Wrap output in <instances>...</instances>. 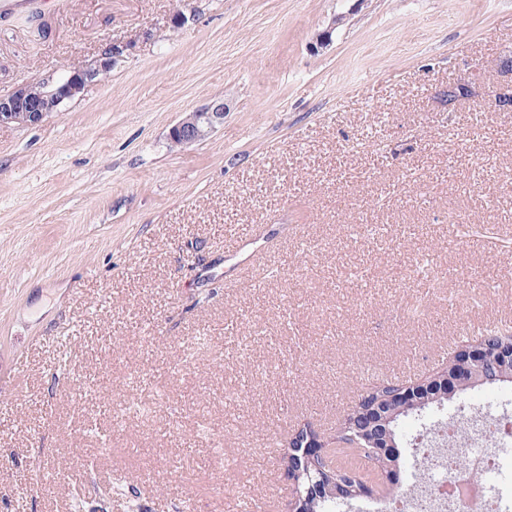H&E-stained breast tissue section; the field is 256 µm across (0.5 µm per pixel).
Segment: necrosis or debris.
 <instances>
[{"label":"necrosis or debris","mask_w":512,"mask_h":512,"mask_svg":"<svg viewBox=\"0 0 512 512\" xmlns=\"http://www.w3.org/2000/svg\"><path fill=\"white\" fill-rule=\"evenodd\" d=\"M473 411L445 424L416 454L418 473L393 512H512V436Z\"/></svg>","instance_id":"4bbe7bcc"}]
</instances>
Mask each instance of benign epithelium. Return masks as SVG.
Wrapping results in <instances>:
<instances>
[{
    "label": "benign epithelium",
    "mask_w": 512,
    "mask_h": 512,
    "mask_svg": "<svg viewBox=\"0 0 512 512\" xmlns=\"http://www.w3.org/2000/svg\"><path fill=\"white\" fill-rule=\"evenodd\" d=\"M126 47L115 43L109 45L88 64L71 67L67 73L54 76L48 75L36 82L17 88L11 95L0 97V124H14L20 127L37 126L54 114L63 111L67 102L74 99L85 88L107 75L124 55ZM474 93L470 81L448 83V108H454L461 101ZM228 106L222 99H213L190 112L184 113L169 132L173 145L184 148L209 138L217 129L224 125V114ZM461 366L454 369L449 380L454 389L461 391L470 385L486 380L487 369L497 371V377L512 381V376L504 373L503 360L506 356L498 350H490L478 343L464 346L460 351ZM388 420L384 412V404L376 401L363 410L362 421L369 431L366 439L372 453L383 457L386 448L390 447L388 439L375 433ZM285 476L291 487L289 512H299V492L302 475L289 468H284Z\"/></svg>",
    "instance_id": "7a95c632"
}]
</instances>
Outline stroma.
<instances>
[{"instance_id":"stroma-1","label":"stroma","mask_w":512,"mask_h":512,"mask_svg":"<svg viewBox=\"0 0 512 512\" xmlns=\"http://www.w3.org/2000/svg\"><path fill=\"white\" fill-rule=\"evenodd\" d=\"M109 43L60 114L0 125V512L95 482L78 512H287L289 433L332 437L364 369L512 330V0H31L0 95ZM486 401L512 418L508 383L426 418ZM227 109L224 99H213L190 112H185L169 132L171 143L184 148L206 140L223 126Z\"/></svg>"}]
</instances>
